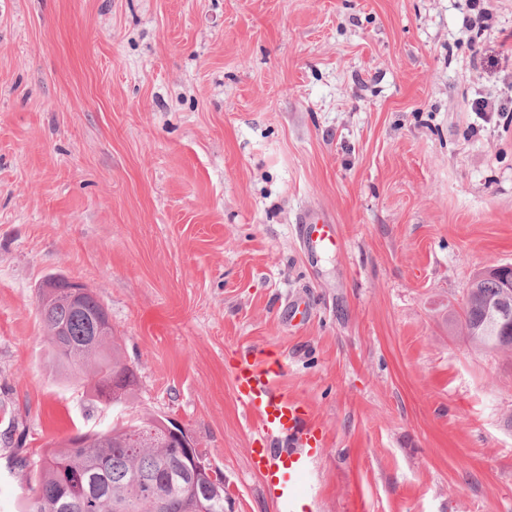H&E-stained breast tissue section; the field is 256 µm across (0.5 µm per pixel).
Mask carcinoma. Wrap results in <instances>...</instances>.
Returning <instances> with one entry per match:
<instances>
[{"label":"carcinoma","instance_id":"cac0c4a2","mask_svg":"<svg viewBox=\"0 0 512 512\" xmlns=\"http://www.w3.org/2000/svg\"><path fill=\"white\" fill-rule=\"evenodd\" d=\"M473 288L461 315L469 341L486 349L512 344V327L499 329L494 343L483 335L487 307L501 293L500 278L481 273L474 278ZM100 307L91 291L79 308L60 302L50 292L42 294L39 315L45 338L62 345L52 349L55 361L78 378L89 362H95L94 401L118 406L132 395L138 377L133 367L119 359L117 349L110 355L104 352L113 335H93L88 314ZM57 328L63 332L58 338L52 336ZM160 424L162 418L151 416L116 426L97 438L78 432L41 458H17L19 467H31L37 473L35 483L22 489V512H114L118 503L126 504V512H154V488L163 486L168 487L165 512H192L194 504L187 496L192 488L203 491L206 512H224V489L210 488L205 474L183 466L177 449L139 444L141 434L160 430Z\"/></svg>","mask_w":512,"mask_h":512}]
</instances>
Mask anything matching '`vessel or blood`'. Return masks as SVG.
Returning <instances> with one entry per match:
<instances>
[{
	"mask_svg": "<svg viewBox=\"0 0 512 512\" xmlns=\"http://www.w3.org/2000/svg\"><path fill=\"white\" fill-rule=\"evenodd\" d=\"M301 223L303 246L308 256L325 255L339 246L336 227L324 216L308 213ZM280 373L279 366L246 361L235 371L234 386L239 400L259 419L268 439L282 435L288 438V453L271 447L256 456L253 464L282 512H294L320 438L298 404L278 392L276 382Z\"/></svg>",
	"mask_w": 512,
	"mask_h": 512,
	"instance_id": "obj_1",
	"label": "vessel or blood"
}]
</instances>
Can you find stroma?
Instances as JSON below:
<instances>
[{
  "mask_svg": "<svg viewBox=\"0 0 512 512\" xmlns=\"http://www.w3.org/2000/svg\"><path fill=\"white\" fill-rule=\"evenodd\" d=\"M468 5L0 0V512L34 480L14 458L149 415L224 512H279L247 359L325 437L300 512H512V350L460 321L512 264V0L479 31ZM306 210L341 239L316 262ZM51 275L107 309L126 403L54 362Z\"/></svg>",
  "mask_w": 512,
  "mask_h": 512,
  "instance_id": "1",
  "label": "stroma"
}]
</instances>
